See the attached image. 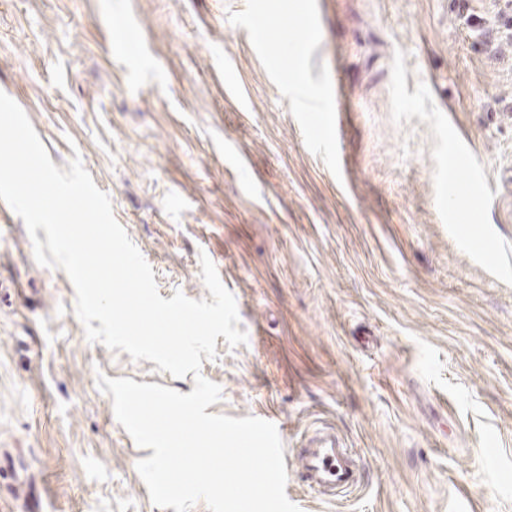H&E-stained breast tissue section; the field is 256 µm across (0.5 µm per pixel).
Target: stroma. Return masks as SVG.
<instances>
[{
  "mask_svg": "<svg viewBox=\"0 0 512 512\" xmlns=\"http://www.w3.org/2000/svg\"><path fill=\"white\" fill-rule=\"evenodd\" d=\"M0 91L162 298L214 263L209 413L357 451L343 498L288 471L299 512H512V0H0ZM45 236L0 209V512H160L98 377L194 380L89 342Z\"/></svg>",
  "mask_w": 512,
  "mask_h": 512,
  "instance_id": "35a3bbf8",
  "label": "stroma"
}]
</instances>
